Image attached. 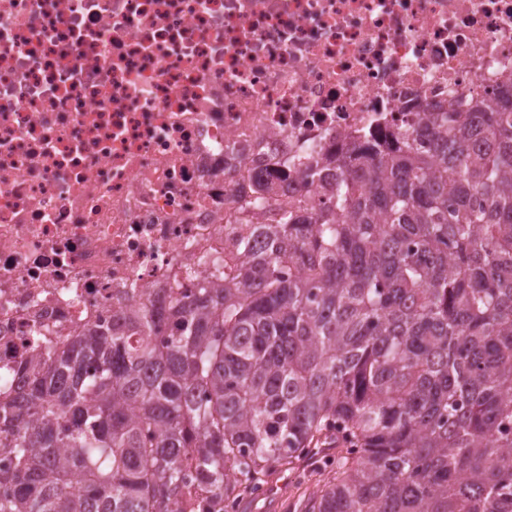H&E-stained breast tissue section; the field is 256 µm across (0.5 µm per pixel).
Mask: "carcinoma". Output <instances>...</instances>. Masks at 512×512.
I'll list each match as a JSON object with an SVG mask.
<instances>
[{"label":"carcinoma","instance_id":"1","mask_svg":"<svg viewBox=\"0 0 512 512\" xmlns=\"http://www.w3.org/2000/svg\"><path fill=\"white\" fill-rule=\"evenodd\" d=\"M222 279L90 328L0 401V512H241L319 448L296 512H512V80L299 169ZM84 477L71 491V477Z\"/></svg>","mask_w":512,"mask_h":512}]
</instances>
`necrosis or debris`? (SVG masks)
<instances>
[{
	"label": "necrosis or debris",
	"instance_id": "1",
	"mask_svg": "<svg viewBox=\"0 0 512 512\" xmlns=\"http://www.w3.org/2000/svg\"><path fill=\"white\" fill-rule=\"evenodd\" d=\"M506 76L512 0H0V396L316 205L303 160Z\"/></svg>",
	"mask_w": 512,
	"mask_h": 512
}]
</instances>
